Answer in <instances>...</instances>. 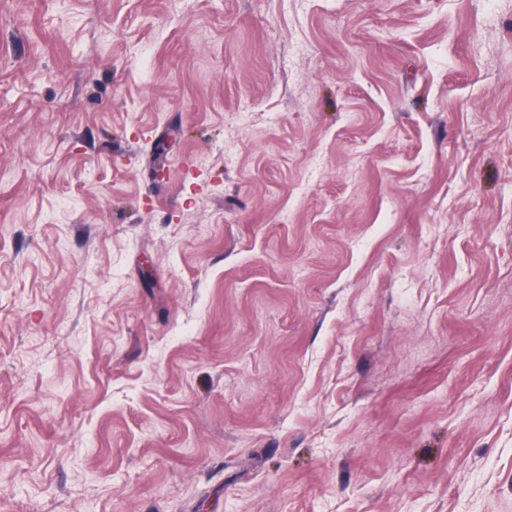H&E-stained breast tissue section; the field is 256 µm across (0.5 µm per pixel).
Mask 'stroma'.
Wrapping results in <instances>:
<instances>
[{"mask_svg": "<svg viewBox=\"0 0 512 512\" xmlns=\"http://www.w3.org/2000/svg\"><path fill=\"white\" fill-rule=\"evenodd\" d=\"M0 512H512V0H0Z\"/></svg>", "mask_w": 512, "mask_h": 512, "instance_id": "obj_1", "label": "stroma"}]
</instances>
